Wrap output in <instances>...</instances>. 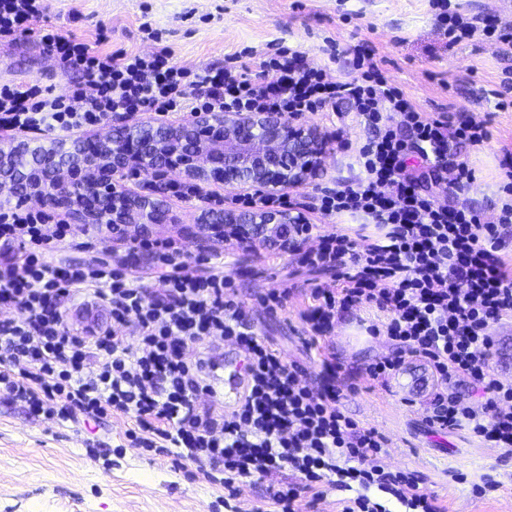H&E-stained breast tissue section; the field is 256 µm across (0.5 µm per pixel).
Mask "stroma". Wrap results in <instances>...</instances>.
Returning <instances> with one entry per match:
<instances>
[{"instance_id": "obj_1", "label": "stroma", "mask_w": 512, "mask_h": 512, "mask_svg": "<svg viewBox=\"0 0 512 512\" xmlns=\"http://www.w3.org/2000/svg\"><path fill=\"white\" fill-rule=\"evenodd\" d=\"M48 5L50 24L63 33L92 42L105 30L104 48L112 52H150L161 43L186 68L220 63L225 55L263 50L272 42L299 49L307 62L328 63L336 78L347 72L351 49L376 54L386 59L390 79L422 109L446 106L488 120L491 139L460 156L476 171L465 200L484 206L495 196L504 151L512 149V106L496 108L492 95L506 62L489 43L445 47L436 36L429 0H48ZM146 22L158 39L142 32ZM331 40L341 49L333 63L327 53ZM0 64L6 67L4 80H36L55 95L67 93L76 81L34 33L0 42ZM358 173L353 151L336 149L317 176L288 189L294 211L327 233L351 226L348 218L338 223L322 218L312 208V196L317 188ZM237 194L236 188L206 183L186 199L165 195L174 221L153 225L152 232L197 252L202 217L213 196L229 201ZM220 260L240 298L251 303L256 331L285 361L300 363L314 376L327 349L348 369L352 387L340 406L385 435L389 470L414 473L420 489L437 497L446 512H512V457L464 430L428 434L433 380L422 362L409 361L386 387L367 378L365 366L392 351L386 337L366 331L376 312L342 315L315 343L300 317L304 290L311 283L331 285V275L299 269L295 255H273L263 246L249 248L234 240L225 241ZM286 287L291 290L286 310L269 316L258 296ZM135 427L133 415H112L95 427L97 440L88 448L75 423L36 417L26 406L0 399V512H227L223 487L195 480L189 470H176L135 447L127 436ZM454 470L464 474L463 482L451 479ZM486 478L492 488L476 495L474 485Z\"/></svg>"}]
</instances>
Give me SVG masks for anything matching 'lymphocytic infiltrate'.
Returning a JSON list of instances; mask_svg holds the SVG:
<instances>
[{"instance_id": "f902f5d3", "label": "lymphocytic infiltrate", "mask_w": 512, "mask_h": 512, "mask_svg": "<svg viewBox=\"0 0 512 512\" xmlns=\"http://www.w3.org/2000/svg\"><path fill=\"white\" fill-rule=\"evenodd\" d=\"M437 34L446 46L491 41L512 53V27L478 26L432 0ZM45 0H0V42L36 31L47 53L81 81L69 95L47 97L33 82L0 83V130H40L68 136L108 117L136 112L335 111L349 105L362 133L355 159L357 179L320 188L313 208L324 218L359 217L360 228L323 234L314 224H286L271 248L298 257L300 266L330 272L335 287L311 288L302 314L313 337L329 333L338 315L354 306L377 308L381 323L368 333L393 343L389 355L365 368L388 383L408 360L426 363L436 388L426 418L431 433L464 430L512 456V382L492 364L490 328L512 323V260L502 251L512 235V169L500 182L492 216L461 202L438 203L432 188L447 183L460 194L474 169L452 158V148H476L491 137L486 121L455 118L447 108L421 109L387 75L375 56L355 52L345 76L307 63L300 50H248L223 63L193 69L175 65L168 47L151 53L102 50L105 33L89 44L49 25ZM424 171L406 175L409 156ZM452 172L444 181V172ZM316 247H309V240ZM72 247L88 261H60ZM146 255L163 282L152 295L136 273ZM101 303L111 325L87 335L71 327L65 300ZM18 317L0 320V396L23 403L47 419L82 420L111 413L133 415L139 444L170 459L195 464L196 476L229 496L240 481L286 471L301 486L269 489L276 512H296L299 492L323 497L331 478L353 481L357 497L342 512H388L369 496L387 492L411 512H443L436 497L419 491L416 476L391 472L382 463L385 437L339 408L346 370L333 354L320 360L322 385L287 363L251 325V308L234 280L210 255L189 252L178 239L140 232L101 230L82 224L47 223L43 214L19 207L0 211V309ZM134 324L136 343L118 336ZM234 341L247 369L233 406L211 396L208 368L220 345ZM471 387L482 401L462 397ZM207 403H200V396Z\"/></svg>"}]
</instances>
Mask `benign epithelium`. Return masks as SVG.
<instances>
[{"label":"benign epithelium","mask_w":512,"mask_h":512,"mask_svg":"<svg viewBox=\"0 0 512 512\" xmlns=\"http://www.w3.org/2000/svg\"><path fill=\"white\" fill-rule=\"evenodd\" d=\"M331 142L282 112H191L174 126L145 122L126 134L0 149V189L21 205L63 209L73 224H112L137 231L172 222L152 195L127 186L148 181L157 191L176 174L184 180L280 193L316 174ZM206 224L252 226L243 243L276 237L280 224H304L290 209L243 213L210 210Z\"/></svg>","instance_id":"obj_1"}]
</instances>
